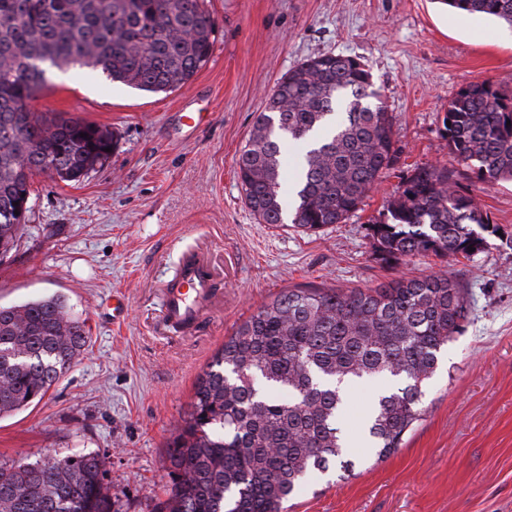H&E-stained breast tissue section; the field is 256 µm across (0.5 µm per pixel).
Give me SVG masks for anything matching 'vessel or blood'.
Masks as SVG:
<instances>
[{
	"label": "vessel or blood",
	"mask_w": 512,
	"mask_h": 512,
	"mask_svg": "<svg viewBox=\"0 0 512 512\" xmlns=\"http://www.w3.org/2000/svg\"><path fill=\"white\" fill-rule=\"evenodd\" d=\"M209 266L196 258H187L177 275L161 289L162 322L179 330L195 327L204 317L213 295Z\"/></svg>",
	"instance_id": "obj_1"
}]
</instances>
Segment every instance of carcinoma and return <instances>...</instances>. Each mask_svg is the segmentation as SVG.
<instances>
[{"label": "carcinoma", "mask_w": 512, "mask_h": 512, "mask_svg": "<svg viewBox=\"0 0 512 512\" xmlns=\"http://www.w3.org/2000/svg\"><path fill=\"white\" fill-rule=\"evenodd\" d=\"M512 26V0H440ZM204 0H0V258L16 249L15 203L45 166L78 182L113 148L107 127L45 117L30 103L50 68L79 65L147 92L188 83L210 60ZM512 95L469 83L444 121L455 165L417 167L370 225L383 260L470 258L475 228L501 231L459 168L478 182L512 180ZM304 146L291 223L318 232L343 223L398 160L392 121L358 59L323 54L280 78L235 160L247 206L284 223L282 149ZM470 314L467 292L443 274L376 288H288L240 324L195 384L188 418L168 443L170 494L154 512H282L311 473L348 474L342 387L384 374L401 386L369 408L362 437L384 457L422 418L424 386ZM85 322L61 295L0 306V416L39 404L87 345ZM0 512H112L98 453L0 464Z\"/></svg>", "instance_id": "obj_1"}]
</instances>
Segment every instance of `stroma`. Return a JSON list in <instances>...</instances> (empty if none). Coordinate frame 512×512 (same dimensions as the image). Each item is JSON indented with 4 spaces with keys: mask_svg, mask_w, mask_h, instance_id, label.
Here are the masks:
<instances>
[{
    "mask_svg": "<svg viewBox=\"0 0 512 512\" xmlns=\"http://www.w3.org/2000/svg\"><path fill=\"white\" fill-rule=\"evenodd\" d=\"M214 49L185 86L148 93L87 68L51 75L31 109L76 112L117 146L79 182L32 187L0 305L68 297L87 349L38 405L0 419V463L99 453L114 512H151L172 486L167 445L194 383L237 327L288 288H373L448 275L471 315L425 387L422 419L388 458L360 445L345 479L307 476L289 512H512V247L465 259L381 260L371 224L414 168L447 163L448 102L471 82L512 93V27L440 0H206ZM320 54L359 59L393 117L399 159L341 224L305 234L262 224L235 159L288 69ZM203 111L193 129L180 113ZM493 223L512 233V181L471 182ZM213 266V314L188 334H161L159 286L183 253ZM127 309L112 316L113 294ZM382 377L346 388L342 422L357 437Z\"/></svg>",
    "mask_w": 512,
    "mask_h": 512,
    "instance_id": "1",
    "label": "stroma"
}]
</instances>
